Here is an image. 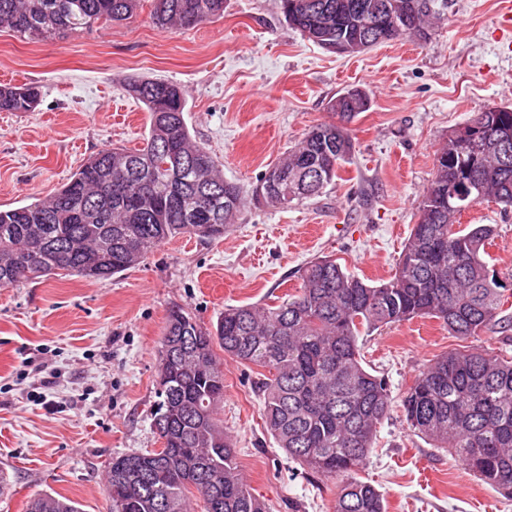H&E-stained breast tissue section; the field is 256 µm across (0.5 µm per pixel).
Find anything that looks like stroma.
Masks as SVG:
<instances>
[{
	"instance_id": "35a3bbf8",
	"label": "stroma",
	"mask_w": 512,
	"mask_h": 512,
	"mask_svg": "<svg viewBox=\"0 0 512 512\" xmlns=\"http://www.w3.org/2000/svg\"><path fill=\"white\" fill-rule=\"evenodd\" d=\"M435 9L426 38L354 56L293 29L280 0H224L223 15L178 32L145 10L45 41L0 29V85L41 89L33 111L0 112V209L45 197L103 148L143 147L150 118L124 89L131 77L181 89L191 135L244 196L221 240L177 236L109 279L61 271L0 288V512H26L45 491L82 512H110L109 461L160 445L150 410L172 308L211 327L225 306L296 294L306 263L321 256L370 283L394 274L445 138L475 112L512 107V0H435ZM350 87L371 104L349 126L353 153L334 183L285 208L256 200L264 173L332 121L331 100ZM460 222L496 225L488 263L512 290V211L483 202ZM359 344L397 403L448 351L512 357V329L461 339L417 318ZM220 362L219 417L267 512H334L337 480L303 470L264 431L257 368ZM358 476L388 512H512V498L412 432L396 409Z\"/></svg>"
}]
</instances>
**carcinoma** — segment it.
I'll return each instance as SVG.
<instances>
[{
    "label": "carcinoma",
    "mask_w": 512,
    "mask_h": 512,
    "mask_svg": "<svg viewBox=\"0 0 512 512\" xmlns=\"http://www.w3.org/2000/svg\"><path fill=\"white\" fill-rule=\"evenodd\" d=\"M144 0H0V26L47 40L91 31L138 15ZM288 24L305 32L329 12L330 39L354 29L343 5L375 8L380 0H315ZM397 27L373 48L426 25L431 0H394ZM224 12V0H152L162 27L192 29ZM130 95L150 112L146 145L103 148L45 200L0 209V288L60 270L109 279L139 265L177 235L219 240L242 204L238 185L224 180L211 152L192 142L180 88L161 79L131 78ZM40 100L33 84L0 86V112H28ZM472 136L456 129L438 155L418 206V220L395 273L379 284L354 276L334 259L310 262L298 293L277 304L229 305L209 329L181 308L170 311L164 336H178L188 354L159 363L155 412L168 421L164 462L156 451L124 454L108 465L112 512H185L190 498L202 512H266L238 470L231 437L218 417L224 374L214 347L263 369L259 389L266 431L303 469L341 478L334 512H387L384 495L356 471L364 464L392 401L383 378L363 364L362 331L439 319L452 336H477L502 323L505 284L489 268L493 224L455 228V206L491 201L512 209V111L476 112ZM353 151L349 129L314 126L261 179L269 206L322 194ZM408 427L446 448L477 478L512 497V357L452 350L421 371L401 399ZM27 512H80L75 502L45 494Z\"/></svg>",
    "instance_id": "obj_1"
}]
</instances>
